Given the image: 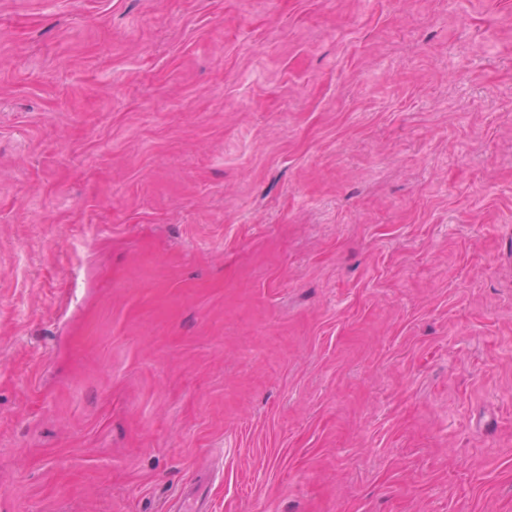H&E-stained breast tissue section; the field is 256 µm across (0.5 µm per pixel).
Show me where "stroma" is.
Wrapping results in <instances>:
<instances>
[{"label":"stroma","instance_id":"1","mask_svg":"<svg viewBox=\"0 0 512 512\" xmlns=\"http://www.w3.org/2000/svg\"><path fill=\"white\" fill-rule=\"evenodd\" d=\"M512 512V0H0V512Z\"/></svg>","mask_w":512,"mask_h":512}]
</instances>
